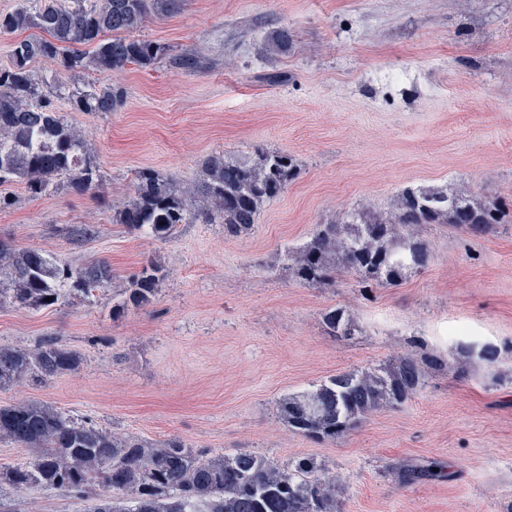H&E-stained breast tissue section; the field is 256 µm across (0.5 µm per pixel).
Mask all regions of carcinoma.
Wrapping results in <instances>:
<instances>
[{
	"label": "carcinoma",
	"instance_id": "cac0c4a2",
	"mask_svg": "<svg viewBox=\"0 0 512 512\" xmlns=\"http://www.w3.org/2000/svg\"><path fill=\"white\" fill-rule=\"evenodd\" d=\"M182 5L183 0H40L0 14V34L37 30L11 43L12 64L0 68V187L20 182L32 198L60 188L78 194L98 190L103 175L88 133L69 123L43 88L67 98L77 112L116 111L123 92L66 77L153 67L167 48L135 32L149 16L174 15ZM291 38L286 27L273 31L271 50H288ZM41 59L60 68L50 82L32 70ZM298 175L292 156L267 149L248 159L213 157L202 180L184 188L142 168L132 195L112 206V223L160 240L181 224H222L224 238L234 239L251 230L262 208ZM426 224L494 232L512 224V205L448 186H407L385 213L353 208L335 224L316 225L305 241L285 248L288 268L311 287L334 285L345 275L355 276L363 288L395 285L434 260L422 236ZM97 234L94 224L70 230L76 242ZM164 278L162 267L143 266L112 313L151 304ZM114 279L104 260L72 267L43 249L0 239V307H51L71 295L110 288ZM323 322L334 334L354 335V323L339 309L327 310ZM79 364L78 353L52 336L33 348L1 347L0 387L29 378L45 381ZM426 365L436 361L406 354L379 372H343L280 398L278 417L305 438L334 441L377 408L410 400ZM0 440L34 451L30 461L0 469V488L61 490L82 505L80 512H340L336 474L310 457L283 466L250 452L199 453L177 437L149 443L38 402L0 405Z\"/></svg>",
	"mask_w": 512,
	"mask_h": 512
}]
</instances>
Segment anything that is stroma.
<instances>
[{
    "label": "stroma",
    "instance_id": "35a3bbf8",
    "mask_svg": "<svg viewBox=\"0 0 512 512\" xmlns=\"http://www.w3.org/2000/svg\"><path fill=\"white\" fill-rule=\"evenodd\" d=\"M282 26L288 51H267ZM140 35L167 54L100 76L123 91L120 109L74 112L54 100L89 134L99 191L31 198L8 188L0 238L73 266L107 260L116 278L46 309L0 308V346L54 336L83 359L0 388V404L41 402L203 451L311 457L341 478L342 512H512V225L478 237L430 225L429 267L369 291L352 276L307 287L282 262L284 246L315 225L360 204L386 209L410 184L512 202V0H186ZM191 56L197 66H184ZM259 147L288 153L300 172L246 234L183 224L157 240L113 223L137 170L188 185L209 158ZM74 224L99 233L74 244ZM151 262L165 271L153 303L113 314ZM330 308L356 322L355 335L328 334ZM406 353L433 362L416 394L336 442L278 420L283 396ZM428 461L446 478L402 480L399 467Z\"/></svg>",
    "mask_w": 512,
    "mask_h": 512
}]
</instances>
